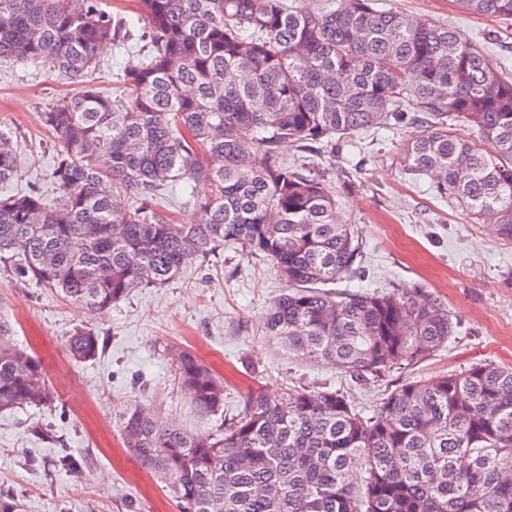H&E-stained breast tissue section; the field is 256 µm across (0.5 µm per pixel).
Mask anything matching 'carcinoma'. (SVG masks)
Wrapping results in <instances>:
<instances>
[{"label": "carcinoma", "mask_w": 512, "mask_h": 512, "mask_svg": "<svg viewBox=\"0 0 512 512\" xmlns=\"http://www.w3.org/2000/svg\"><path fill=\"white\" fill-rule=\"evenodd\" d=\"M512 22V0H457ZM127 22L103 0H0V60L84 83L42 114L57 140L49 204L40 189L0 197V262L91 311L161 287L232 242L276 268L288 292L263 329L309 362L378 382L444 347L459 327L441 301L407 290L329 292L359 271L361 243L333 188L285 143L426 124L404 168L512 240V73L452 25L379 0H136ZM145 42L114 100L92 74L107 44ZM458 124L467 138L448 133ZM17 171L0 131V183ZM209 188L194 195L198 184ZM180 184L195 224L160 206ZM134 198L122 207L118 200ZM0 317V410L55 396L38 359ZM94 359L99 335L67 340ZM176 375L195 406L224 408V382L194 354ZM124 447L168 481L179 512H512V367L477 362L408 380L370 416L336 389L251 393L217 434H192L145 404L119 415ZM364 465L363 488L348 472Z\"/></svg>", "instance_id": "obj_1"}]
</instances>
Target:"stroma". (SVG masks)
I'll use <instances>...</instances> for the list:
<instances>
[{
  "mask_svg": "<svg viewBox=\"0 0 512 512\" xmlns=\"http://www.w3.org/2000/svg\"><path fill=\"white\" fill-rule=\"evenodd\" d=\"M388 4L447 21L462 39L512 61V46L497 39L500 22L464 13L455 0ZM79 89L41 65L0 61V129L18 144V175L0 184V194L35 186L57 196L50 179L54 137L41 114ZM421 131L415 124L366 131L355 147L334 153L287 144L281 155L308 163L334 187L340 213L362 243L361 273L350 289H424L459 322L447 347L375 383L289 357L261 322L287 284L267 261L230 242L166 286L138 290L97 313L54 289L20 281L0 263V314L12 322L15 343L41 362L56 396L49 406L0 411V492L17 497L23 512H178L164 483L121 444L118 417L129 405L148 404L190 432L215 434L254 390L275 397L300 387L336 388L369 414L384 390L402 381L460 372L480 361L512 366V240L436 198L431 177L404 174L399 145ZM84 327L99 334L100 350L78 363L65 341ZM182 350L223 377V412L201 413L181 388L175 359Z\"/></svg>",
  "mask_w": 512,
  "mask_h": 512,
  "instance_id": "obj_1",
  "label": "stroma"
}]
</instances>
